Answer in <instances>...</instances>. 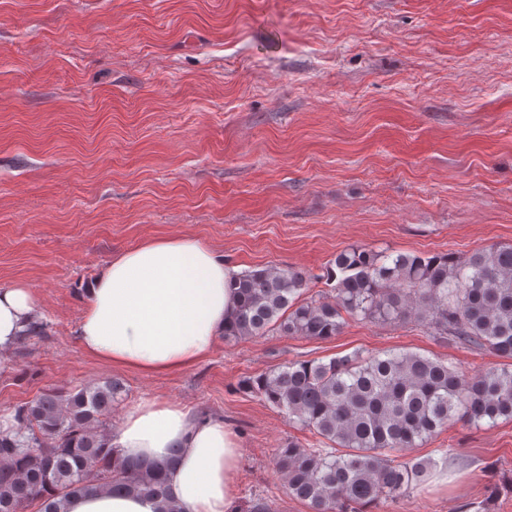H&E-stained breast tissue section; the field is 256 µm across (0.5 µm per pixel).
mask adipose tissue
<instances>
[{
  "label": "adipose tissue",
  "instance_id": "adipose-tissue-1",
  "mask_svg": "<svg viewBox=\"0 0 512 512\" xmlns=\"http://www.w3.org/2000/svg\"><path fill=\"white\" fill-rule=\"evenodd\" d=\"M236 268L192 236L155 238L112 258L84 288L75 335L98 361L149 375L187 369L209 355L233 308ZM35 295L23 283L0 287V370L29 324ZM110 445L116 456L152 461L180 455L168 486L176 512H229L239 453L218 417L158 400L130 408ZM157 502L104 491L69 499L65 512H156Z\"/></svg>",
  "mask_w": 512,
  "mask_h": 512
}]
</instances>
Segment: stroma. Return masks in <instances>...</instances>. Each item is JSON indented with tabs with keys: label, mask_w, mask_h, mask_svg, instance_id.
I'll use <instances>...</instances> for the list:
<instances>
[{
	"label": "stroma",
	"mask_w": 512,
	"mask_h": 512,
	"mask_svg": "<svg viewBox=\"0 0 512 512\" xmlns=\"http://www.w3.org/2000/svg\"><path fill=\"white\" fill-rule=\"evenodd\" d=\"M190 235L238 271L293 267L309 293L346 247L463 256L512 244V0H0V286L43 334L0 372V414L120 379L236 434L234 508L309 512L275 467L307 430L243 389L296 360L410 351L464 375L489 353L417 327L329 340L216 339L166 375L110 367L75 329L82 287L146 239ZM458 458L378 512H512V421H458L416 459Z\"/></svg>",
	"instance_id": "35a3bbf8"
}]
</instances>
